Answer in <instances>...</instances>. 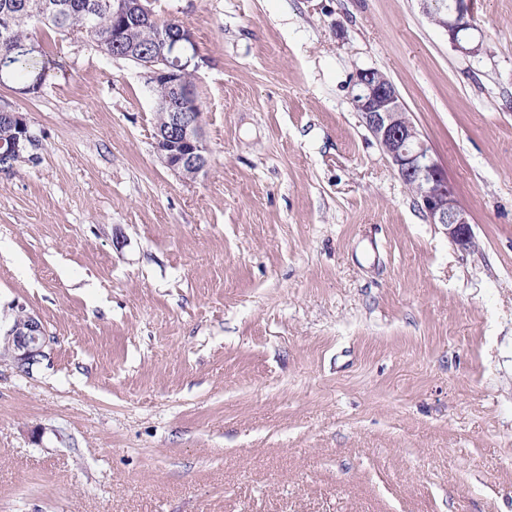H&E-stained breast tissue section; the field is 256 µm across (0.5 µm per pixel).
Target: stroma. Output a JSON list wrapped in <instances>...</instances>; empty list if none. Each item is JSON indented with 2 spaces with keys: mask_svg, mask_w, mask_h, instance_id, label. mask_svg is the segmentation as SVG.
I'll list each match as a JSON object with an SVG mask.
<instances>
[{
  "mask_svg": "<svg viewBox=\"0 0 512 512\" xmlns=\"http://www.w3.org/2000/svg\"><path fill=\"white\" fill-rule=\"evenodd\" d=\"M193 29L208 166L156 157L143 69L29 34L0 85L38 160L0 171V512H512V0L482 49L419 0H154ZM394 83L467 209L462 251L350 104ZM5 352L20 372H29L32 367L46 357L45 348L49 336L42 321L27 314L23 322H15L6 331Z\"/></svg>",
  "mask_w": 512,
  "mask_h": 512,
  "instance_id": "stroma-1",
  "label": "stroma"
}]
</instances>
